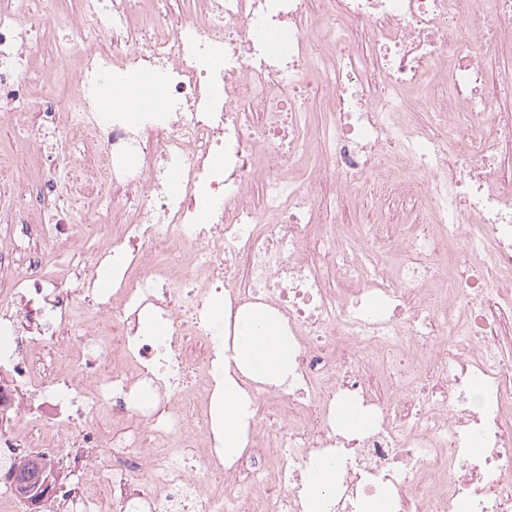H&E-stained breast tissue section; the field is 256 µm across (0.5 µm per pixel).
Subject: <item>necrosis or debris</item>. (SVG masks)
Instances as JSON below:
<instances>
[{"mask_svg": "<svg viewBox=\"0 0 512 512\" xmlns=\"http://www.w3.org/2000/svg\"><path fill=\"white\" fill-rule=\"evenodd\" d=\"M0 0V109L19 126L67 128L64 177L44 182L39 228L66 241L92 198L111 224L81 256V289L33 252L0 279L38 306L0 303V418L38 402L41 423L0 428V463L71 464L46 512H304L315 456L336 464L325 512L390 488L394 512H512V109L487 60L512 46V0H82L58 43L78 58L51 104L30 107V45L57 0ZM372 45L363 54L355 32ZM223 67H216V60ZM148 75L161 104L103 113V90ZM329 120L313 130L307 104ZM423 109L436 123L408 128ZM396 191L426 219L381 210L351 239L314 225L315 188ZM264 191L262 206L247 198ZM112 263L99 293L94 268ZM267 303L296 342L287 387L253 394L250 453L225 468L211 404L224 368L213 314ZM162 322L161 336L141 321ZM68 337L59 349V337ZM353 403L367 429L341 427ZM107 449L106 468L73 454Z\"/></svg>", "mask_w": 512, "mask_h": 512, "instance_id": "1", "label": "necrosis or debris"}]
</instances>
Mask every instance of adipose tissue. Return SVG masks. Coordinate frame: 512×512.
Returning <instances> with one entry per match:
<instances>
[{
  "mask_svg": "<svg viewBox=\"0 0 512 512\" xmlns=\"http://www.w3.org/2000/svg\"><path fill=\"white\" fill-rule=\"evenodd\" d=\"M294 350L287 325L270 308L257 303L237 312L233 340L224 347V377L217 384L212 406L225 466H232L247 446L254 414L249 384L279 387L287 383ZM331 477L329 463L314 458L303 487L305 512H325Z\"/></svg>",
  "mask_w": 512,
  "mask_h": 512,
  "instance_id": "ef3b65f1",
  "label": "adipose tissue"
}]
</instances>
